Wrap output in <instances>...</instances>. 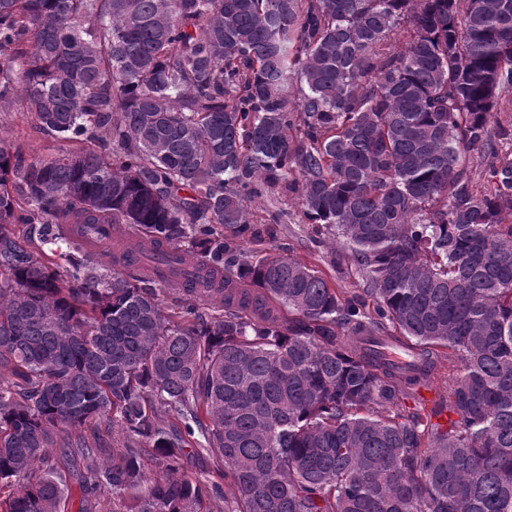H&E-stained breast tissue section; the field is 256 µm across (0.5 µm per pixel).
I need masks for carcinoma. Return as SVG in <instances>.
Wrapping results in <instances>:
<instances>
[{
	"mask_svg": "<svg viewBox=\"0 0 512 512\" xmlns=\"http://www.w3.org/2000/svg\"><path fill=\"white\" fill-rule=\"evenodd\" d=\"M507 89L512 0H0V512H512ZM276 191L365 297L241 248ZM34 123L17 99L9 112H0V135L19 146L28 158L55 154L60 143L39 133Z\"/></svg>",
	"mask_w": 512,
	"mask_h": 512,
	"instance_id": "1",
	"label": "carcinoma"
}]
</instances>
